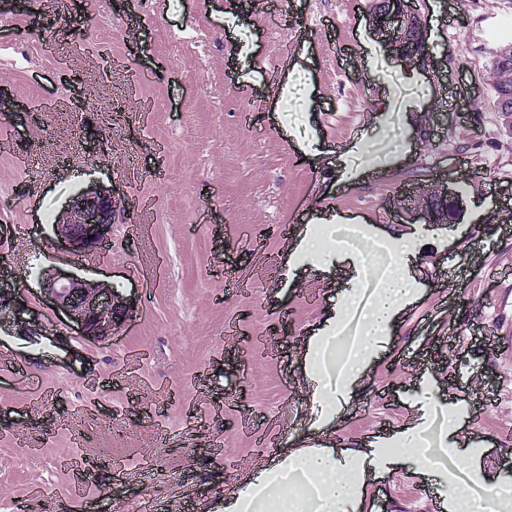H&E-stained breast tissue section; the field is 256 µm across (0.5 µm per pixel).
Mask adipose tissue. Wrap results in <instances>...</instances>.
Listing matches in <instances>:
<instances>
[{"label":"adipose tissue","instance_id":"1","mask_svg":"<svg viewBox=\"0 0 512 512\" xmlns=\"http://www.w3.org/2000/svg\"><path fill=\"white\" fill-rule=\"evenodd\" d=\"M415 257L412 247L400 246L384 267L383 287L370 290L364 301L349 293L309 340L304 370L313 385V399L323 408L318 425L331 423L342 412L355 381L371 355L385 345L397 316L417 300L419 290L410 268ZM354 314L361 320L360 334L347 355L335 357L336 340ZM460 410L459 404L449 405L446 430L435 434L417 425L403 433L396 447L378 454L358 451L340 459L322 449H297L251 480L225 503L224 512H353L367 476L383 477L408 463L420 474L433 475L435 455L445 449L461 469L478 470V462L456 438Z\"/></svg>","mask_w":512,"mask_h":512}]
</instances>
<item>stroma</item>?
<instances>
[{"label":"stroma","instance_id":"obj_1","mask_svg":"<svg viewBox=\"0 0 512 512\" xmlns=\"http://www.w3.org/2000/svg\"><path fill=\"white\" fill-rule=\"evenodd\" d=\"M405 7L422 20V67L374 29L373 0H63L47 31L29 28L45 0H0V279L24 289L36 325L32 336L0 325V348L17 360L0 365V512H224L294 444L367 448L403 431L421 401L487 392L492 405L457 433L478 439L481 481L445 453L447 483L408 465L368 480L356 512H421L430 486L444 495L465 482L479 495L512 485V450L500 445L512 432V132L489 78L491 50L512 39V0ZM289 57L313 93L286 137L275 114ZM368 100L383 127L360 126ZM144 105L145 122L128 121ZM436 106L443 124L419 154L391 160L387 181L354 159L337 167L339 149L377 147L386 129L410 137ZM89 132L107 143L111 168L91 165ZM304 141L318 157L298 151ZM441 172L456 208L430 223L400 215L403 190L424 208ZM142 195L154 208L140 223L130 205ZM88 208L105 239L86 258L57 247L52 227ZM328 213L389 246L414 234L421 293L348 410L317 427L307 342L345 292L384 282L362 257L284 267L281 227L301 231ZM54 269L111 286L128 311L121 327L98 339L69 329L39 297ZM163 430L174 440L161 449ZM20 433L40 456L16 445ZM70 458L88 464L79 498ZM118 458L155 466L117 483Z\"/></svg>","mask_w":512,"mask_h":512}]
</instances>
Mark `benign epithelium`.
<instances>
[{"label": "benign epithelium", "mask_w": 512, "mask_h": 512, "mask_svg": "<svg viewBox=\"0 0 512 512\" xmlns=\"http://www.w3.org/2000/svg\"><path fill=\"white\" fill-rule=\"evenodd\" d=\"M392 5L389 19L394 26L382 29L391 39H400L409 26L413 13L401 8L402 0H386ZM104 225L91 220L53 225L56 241L61 245L83 244L89 248L102 243ZM41 300L44 305L65 318V323L80 329L87 336H110L118 328L117 315L125 310L114 290L107 285L67 271H58L41 278ZM24 294L0 292V316L7 313L22 330L31 326L32 314L24 304Z\"/></svg>", "instance_id": "obj_1"}]
</instances>
